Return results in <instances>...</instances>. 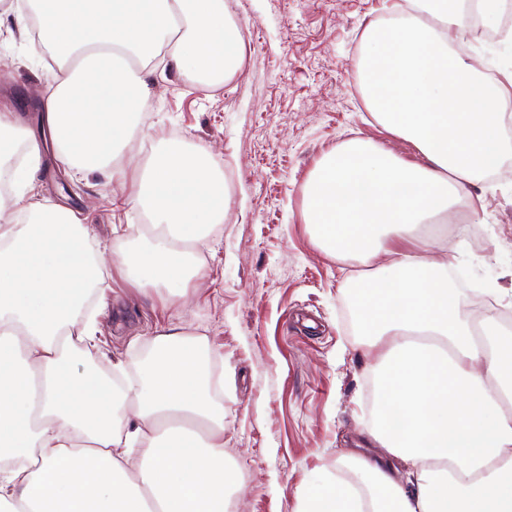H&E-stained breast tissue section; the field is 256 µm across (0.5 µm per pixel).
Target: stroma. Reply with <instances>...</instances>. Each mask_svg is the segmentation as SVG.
<instances>
[{"instance_id": "stroma-1", "label": "stroma", "mask_w": 512, "mask_h": 512, "mask_svg": "<svg viewBox=\"0 0 512 512\" xmlns=\"http://www.w3.org/2000/svg\"><path fill=\"white\" fill-rule=\"evenodd\" d=\"M247 46L230 78L199 87L156 60L147 81L152 105L135 139L113 161L114 177L72 176L46 157L28 194L89 214L100 246L134 252L147 213L129 203L133 165L166 147L201 146L213 157L226 192L224 219L190 251L203 263L186 297L160 289L145 299L113 271L105 295L94 296L105 351L98 366L120 359L138 372L157 323L183 321L208 340L224 407V449L243 469L237 512H299L314 476L342 484L355 475L341 459L370 453L366 432L373 359L359 345L348 293L364 269L328 257L303 222V189L321 157L353 137L370 140L415 163L413 144L393 137L370 116L358 85L363 35L384 24L385 0H226ZM501 18L471 34L465 60L480 73L512 71V42L489 59V33ZM47 49L33 36L0 31V94H22L30 131L54 75ZM466 200L472 223L447 224L442 253L464 275V310L474 323L512 313V149ZM136 225L125 233L123 225Z\"/></svg>"}]
</instances>
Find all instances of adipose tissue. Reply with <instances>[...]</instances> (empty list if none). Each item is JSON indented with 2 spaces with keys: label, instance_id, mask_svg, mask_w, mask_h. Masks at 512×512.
Wrapping results in <instances>:
<instances>
[{
  "label": "adipose tissue",
  "instance_id": "adipose-tissue-1",
  "mask_svg": "<svg viewBox=\"0 0 512 512\" xmlns=\"http://www.w3.org/2000/svg\"><path fill=\"white\" fill-rule=\"evenodd\" d=\"M33 2L62 65L41 123L78 174L111 167L147 110L151 90L134 66L162 57L183 74L228 76L242 62L224 0ZM456 2L411 0L386 32L364 35L365 103L421 162L355 137L304 188L316 244L369 270L358 291L378 381L368 437L385 454L348 455L360 488L317 478L300 512H512V332L491 318L474 330L434 252L449 211L497 167L512 99V75L487 82L454 53ZM10 107L0 103V177L20 203L45 155L32 137L23 163L8 165L23 126ZM131 198L155 233L140 251L112 255L64 205L23 213L0 203V512H226L240 490L205 338L179 323L159 328L126 417L97 368L96 315L84 309L111 267L146 297L198 275L186 246L221 223L224 180L204 148H171L138 174Z\"/></svg>",
  "mask_w": 512,
  "mask_h": 512
}]
</instances>
